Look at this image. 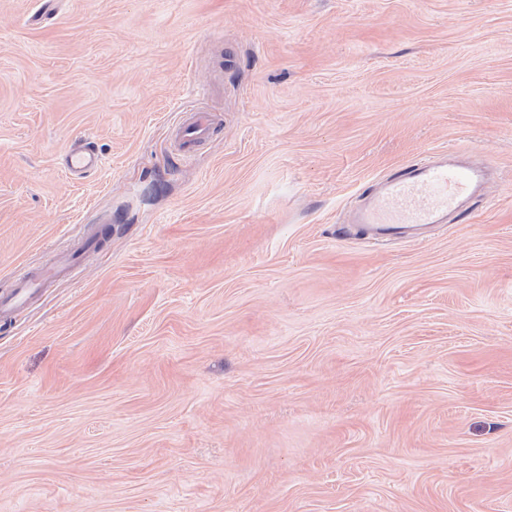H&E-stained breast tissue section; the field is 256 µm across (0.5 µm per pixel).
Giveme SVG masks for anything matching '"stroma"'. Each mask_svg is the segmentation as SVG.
Listing matches in <instances>:
<instances>
[{"mask_svg": "<svg viewBox=\"0 0 512 512\" xmlns=\"http://www.w3.org/2000/svg\"><path fill=\"white\" fill-rule=\"evenodd\" d=\"M44 2L0 0V295L79 257L0 328V512H512V0ZM442 150L477 210L337 238ZM182 121L175 127V139L186 156L196 144L207 140L213 132V118L211 112L197 109L185 112ZM99 158L89 147L78 143L73 145L67 154V166L70 173L82 177L98 166Z\"/></svg>", "mask_w": 512, "mask_h": 512, "instance_id": "35a3bbf8", "label": "stroma"}]
</instances>
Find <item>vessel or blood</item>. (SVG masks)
Returning <instances> with one entry per match:
<instances>
[{
	"label": "vessel or blood",
	"mask_w": 512,
	"mask_h": 512,
	"mask_svg": "<svg viewBox=\"0 0 512 512\" xmlns=\"http://www.w3.org/2000/svg\"><path fill=\"white\" fill-rule=\"evenodd\" d=\"M212 131L211 112L198 109L185 114L175 128V139L186 152L207 140ZM98 163L97 154L83 144H75L68 151L67 166L73 176H84ZM493 167L489 160L479 165L460 163L449 153L410 162L396 174L378 180L374 196L357 211L355 223L370 228L378 241L410 236L413 229L442 223L446 215L462 210L465 202L478 199ZM72 267L71 258L65 256L20 279L16 288L0 297V324H9L44 281L61 279Z\"/></svg>",
	"instance_id": "obj_1"
}]
</instances>
